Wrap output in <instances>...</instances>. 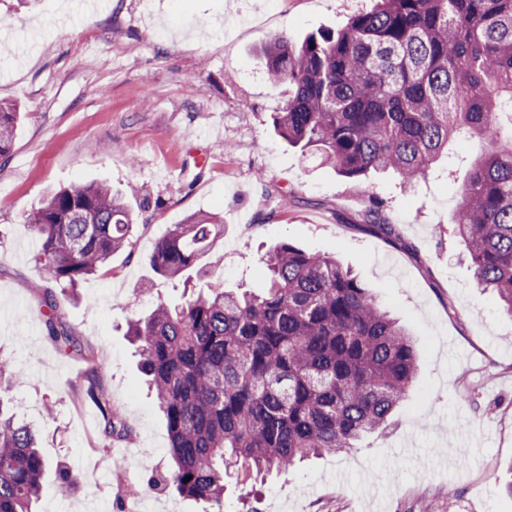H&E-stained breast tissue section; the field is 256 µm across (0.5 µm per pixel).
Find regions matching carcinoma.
Masks as SVG:
<instances>
[{
	"instance_id": "cac0c4a2",
	"label": "carcinoma",
	"mask_w": 512,
	"mask_h": 512,
	"mask_svg": "<svg viewBox=\"0 0 512 512\" xmlns=\"http://www.w3.org/2000/svg\"><path fill=\"white\" fill-rule=\"evenodd\" d=\"M266 75L288 84L275 117L278 134L313 147L341 176L393 170L403 182L426 177L464 130L483 159L461 188L454 232L478 286L493 289L512 316V135L497 116L512 107V0H373L340 31L296 46L274 34L263 47ZM20 109L0 104V160L11 156ZM41 261L62 290L107 270L128 246L132 215L106 183L51 194L28 214ZM366 222L387 237L393 225L375 200ZM224 234L220 220L193 215L160 240L150 261L175 278L196 268ZM260 293L211 282L180 306L159 303L128 322L171 442L167 483L224 512V475L286 474L309 457L341 454L385 428L413 390L412 334L336 260L279 243L266 259ZM47 328L66 351L76 338ZM104 436L131 429L95 391ZM49 462L34 430L0 397V512H33Z\"/></svg>"
}]
</instances>
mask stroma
<instances>
[{
	"mask_svg": "<svg viewBox=\"0 0 512 512\" xmlns=\"http://www.w3.org/2000/svg\"><path fill=\"white\" fill-rule=\"evenodd\" d=\"M0 0V102L22 120L0 163V355L18 379L20 419L42 432L52 466L34 512H202L161 484L169 433L126 334L157 302L223 280L265 287L266 253L281 242L336 257L413 331L419 376L390 425L358 448L261 482L224 480V512H512V317L477 288L453 218L478 139H452L409 187L394 172L354 184L280 138L272 86L257 54L274 34L300 42L344 27L371 0ZM106 183L136 215L129 247L107 272L56 291L57 317L79 350H59L33 282L49 279L24 221L53 190ZM398 237L368 231L372 198ZM223 218L204 271L156 272L150 256L190 215ZM94 355L98 388L134 430L106 444L83 396Z\"/></svg>",
	"mask_w": 512,
	"mask_h": 512,
	"instance_id": "1",
	"label": "stroma"
}]
</instances>
